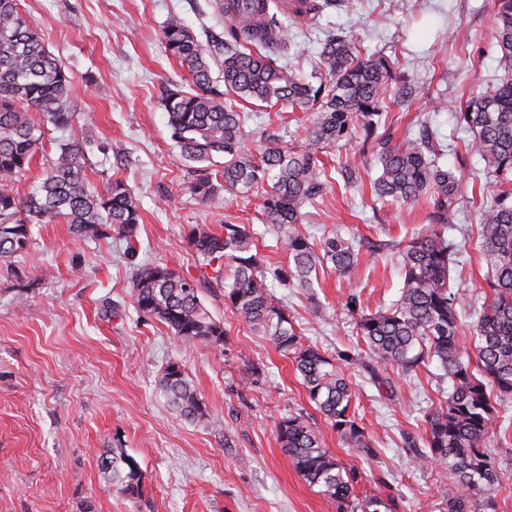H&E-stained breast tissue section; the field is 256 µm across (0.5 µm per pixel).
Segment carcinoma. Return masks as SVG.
Instances as JSON below:
<instances>
[{
	"label": "carcinoma",
	"mask_w": 512,
	"mask_h": 512,
	"mask_svg": "<svg viewBox=\"0 0 512 512\" xmlns=\"http://www.w3.org/2000/svg\"><path fill=\"white\" fill-rule=\"evenodd\" d=\"M333 2L313 0L295 18L315 22ZM219 8L224 35H212L204 45L176 17L162 30L166 53L188 74V90L169 88L162 98L172 140L187 162L224 157V191L262 197L265 223L276 231V246L288 256V265L273 271L285 288L313 287L318 271L329 263L340 273L357 265L359 252L350 241L333 234L317 247L297 229L303 208L322 198L327 186L321 156L348 146L351 135L359 140V153H371L381 166L371 194L395 204L427 201L435 223L418 230L400 250L399 300L385 310L359 312L357 336L377 364L412 371L430 359L438 361L453 390L429 416L428 451L416 459L448 469V512H476L498 480L496 462L485 450L499 419L493 394L512 396V0H492L503 75L471 92L457 115L470 134L465 151L488 162L475 180L491 300L471 326L470 350L460 341L458 293L451 277L458 248L442 232L459 201L458 182L453 171L439 166L433 133L424 129L417 137L407 133L395 139L378 132L374 117L387 100L389 61L363 55L353 34L338 28L322 42L318 82L313 83L301 73L304 56L292 50L277 0H224ZM283 57L285 64L280 63ZM212 61L220 65L219 82L212 78ZM72 98L69 71L48 51L35 21L21 12L19 0H0V259L27 251L31 225L59 221L83 240L101 236L109 226L135 250L141 216L133 191L121 180L101 193L89 189L84 171L89 141L59 143L39 181L23 195L18 191V179L43 148L48 126L63 130L77 118ZM238 98L309 112L311 120L297 129L290 144L276 133L264 136L256 153L249 148ZM216 188L210 176L189 186L202 202ZM190 243L202 264L212 269L209 283L224 297V308L292 358L319 414L348 447L370 453V436L352 408L355 391L320 350L302 344L288 308L265 286L266 271L246 225L226 221L220 234L196 228ZM200 292L198 281L169 264L148 263L136 271L132 296L143 316L163 322L180 341L221 345L224 323L212 317ZM161 386L184 419L219 426L178 364L167 366ZM276 435L296 472L320 487L337 512H380L382 501L358 493L356 471L324 447L306 413L282 418ZM99 467L123 493L141 494L144 476L133 457L114 451L100 457Z\"/></svg>",
	"instance_id": "cac0c4a2"
}]
</instances>
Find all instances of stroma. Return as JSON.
I'll use <instances>...</instances> for the list:
<instances>
[{
  "mask_svg": "<svg viewBox=\"0 0 512 512\" xmlns=\"http://www.w3.org/2000/svg\"><path fill=\"white\" fill-rule=\"evenodd\" d=\"M48 50L71 68L78 117L66 130L48 129L43 148L17 188L27 193L57 154L59 140L87 138L86 178L104 191L119 179L133 190L142 221L134 246L115 233L82 241L64 223L37 224L27 252L0 261V512H336L318 487L294 470L275 425L306 412L324 445L356 470L358 489L380 496L390 512H445L448 471L415 466L426 419L447 400L452 384L437 362L415 371L380 369L384 386L371 382V363L356 336L357 316L347 307H390L402 278L399 249L430 221L427 204H387L365 187L380 174L355 149L331 153L322 201L305 207L300 226L314 242L332 233L360 247L357 265L341 275L328 268L314 290L269 289L295 318L304 344L318 348L352 383L373 453L356 456L316 412L292 361L224 300L203 291L204 306L226 330L220 346L178 340L157 319L140 314L132 299L134 274L146 263H167L187 277L203 267L188 236L194 227L220 232L224 222L249 225L267 267L286 255L264 224L259 196L216 190L201 202L189 192L195 175L170 138L161 105L165 88L183 85L185 72L162 44V28L179 17L198 41L224 27L216 0H21ZM295 42L313 72L324 28L352 30L367 53L396 62L393 98L382 124L396 136L433 130L448 150L443 168H483L467 157V132L456 114L471 94L500 73L493 45L491 0H359L355 11L330 10L317 24L289 19ZM466 30L451 43L450 29ZM258 147L264 132L292 140L306 123L303 112L243 103ZM355 165L363 189L344 186L343 165ZM474 184L462 179L459 205L449 214L448 236L459 246L456 305L469 341L475 309L484 302L487 265L472 203ZM382 244L372 252L369 242ZM328 318L312 319L314 306ZM179 364L212 417L215 429L185 420L167 404L159 381ZM504 426L490 434L500 484L496 512H512V396L497 400ZM124 452L143 474L140 496L125 495L98 467L101 454Z\"/></svg>",
  "mask_w": 512,
  "mask_h": 512,
  "instance_id": "1",
  "label": "stroma"
}]
</instances>
